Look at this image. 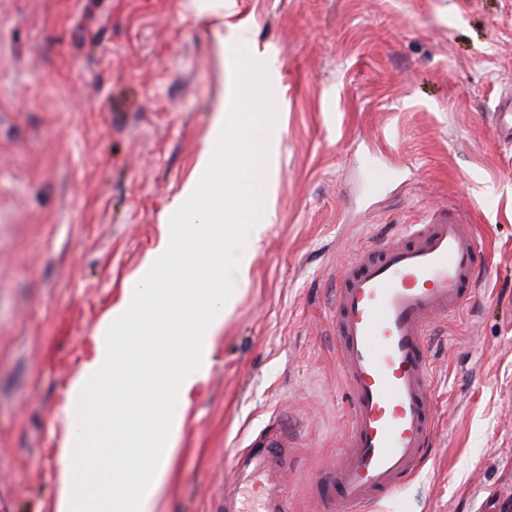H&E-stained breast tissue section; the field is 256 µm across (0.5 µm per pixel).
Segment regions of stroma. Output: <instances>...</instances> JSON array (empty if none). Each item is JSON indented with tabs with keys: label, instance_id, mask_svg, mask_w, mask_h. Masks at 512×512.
I'll use <instances>...</instances> for the list:
<instances>
[{
	"label": "stroma",
	"instance_id": "1",
	"mask_svg": "<svg viewBox=\"0 0 512 512\" xmlns=\"http://www.w3.org/2000/svg\"><path fill=\"white\" fill-rule=\"evenodd\" d=\"M246 23L281 138L249 285L181 408L158 512H222L230 459L291 416L299 512L343 446L336 267L450 206L485 271L432 338L437 424L366 512L512 500V0H0V512H56L71 386L166 238Z\"/></svg>",
	"mask_w": 512,
	"mask_h": 512
}]
</instances>
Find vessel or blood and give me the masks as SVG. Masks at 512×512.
Wrapping results in <instances>:
<instances>
[{
    "label": "vessel or blood",
    "instance_id": "1",
    "mask_svg": "<svg viewBox=\"0 0 512 512\" xmlns=\"http://www.w3.org/2000/svg\"><path fill=\"white\" fill-rule=\"evenodd\" d=\"M469 230L462 216L434 212L337 268L331 325L350 404L344 451L317 491V512H358L388 498L423 462L435 423L431 336L480 284ZM289 455L280 425L239 449L224 512H296L281 481Z\"/></svg>",
    "mask_w": 512,
    "mask_h": 512
}]
</instances>
